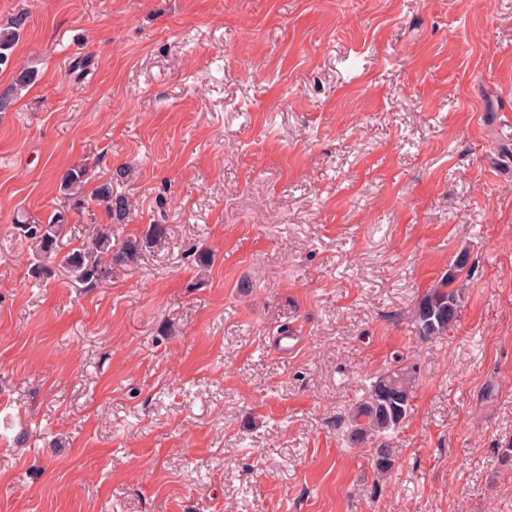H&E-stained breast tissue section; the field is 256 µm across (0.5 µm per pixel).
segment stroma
I'll return each mask as SVG.
<instances>
[{"instance_id":"stroma-1","label":"stroma","mask_w":512,"mask_h":512,"mask_svg":"<svg viewBox=\"0 0 512 512\" xmlns=\"http://www.w3.org/2000/svg\"><path fill=\"white\" fill-rule=\"evenodd\" d=\"M21 12L0 512H512V0H0ZM75 163L134 168L119 237L168 229L89 291L30 277L15 227ZM463 252L457 321L420 340ZM400 362L380 476L348 416Z\"/></svg>"}]
</instances>
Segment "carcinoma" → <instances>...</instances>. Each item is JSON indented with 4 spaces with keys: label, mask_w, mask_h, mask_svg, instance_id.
Wrapping results in <instances>:
<instances>
[{
    "label": "carcinoma",
    "mask_w": 512,
    "mask_h": 512,
    "mask_svg": "<svg viewBox=\"0 0 512 512\" xmlns=\"http://www.w3.org/2000/svg\"><path fill=\"white\" fill-rule=\"evenodd\" d=\"M26 21L27 17L20 13L0 26V68L13 65V49ZM35 78V71L29 68L16 69L11 87L0 91V112L7 111L13 104L15 92L30 85ZM90 180V171L85 165L71 166L60 179L65 206L45 221L29 216L17 220L16 228L35 248L34 263L30 267L33 277L47 278L59 266L69 273L76 285L96 288L110 281L117 269L135 264L143 251L164 244L167 238L164 224H150L142 235L127 238L119 245L113 243L115 227L128 218L129 201L112 192L110 179L86 191ZM92 202L102 207L107 222L94 225L77 247L60 254L59 241L66 234L71 215L82 214ZM466 266V255H458L448 276L428 291L414 308L412 321L420 339H437L453 327L462 293L451 285ZM417 383V367L410 363L397 365L378 376L366 400L355 406L349 416L352 436L359 441L368 435L380 436L396 429L407 415ZM372 463L377 473L387 472L395 464L394 450L386 446L376 449Z\"/></svg>",
    "instance_id": "cac0c4a2"
}]
</instances>
